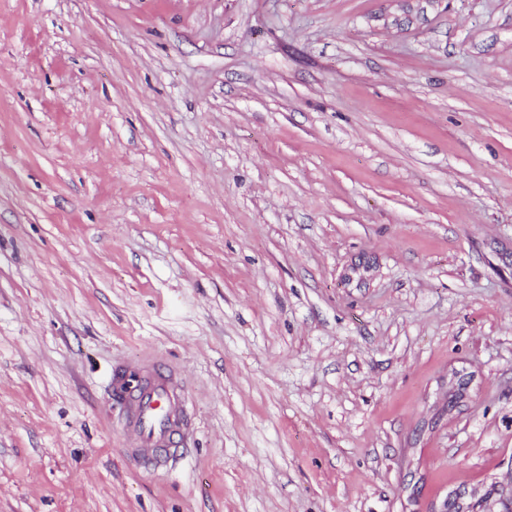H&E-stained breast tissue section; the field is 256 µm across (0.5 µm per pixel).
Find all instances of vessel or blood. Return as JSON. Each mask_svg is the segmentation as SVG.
<instances>
[{
    "instance_id": "vessel-or-blood-1",
    "label": "vessel or blood",
    "mask_w": 512,
    "mask_h": 512,
    "mask_svg": "<svg viewBox=\"0 0 512 512\" xmlns=\"http://www.w3.org/2000/svg\"><path fill=\"white\" fill-rule=\"evenodd\" d=\"M110 387L113 400L124 411V436L139 449L143 465L151 470L166 468L181 455L191 427L183 384L157 363L146 379L116 371Z\"/></svg>"
}]
</instances>
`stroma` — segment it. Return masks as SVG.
Masks as SVG:
<instances>
[{"mask_svg": "<svg viewBox=\"0 0 512 512\" xmlns=\"http://www.w3.org/2000/svg\"><path fill=\"white\" fill-rule=\"evenodd\" d=\"M0 512H512V0H0ZM152 375L127 378L121 369L110 383L112 399L124 411L123 433L139 448L142 464L151 470L166 468L182 454L191 427L189 398L170 370L155 362Z\"/></svg>", "mask_w": 512, "mask_h": 512, "instance_id": "35a3bbf8", "label": "stroma"}]
</instances>
